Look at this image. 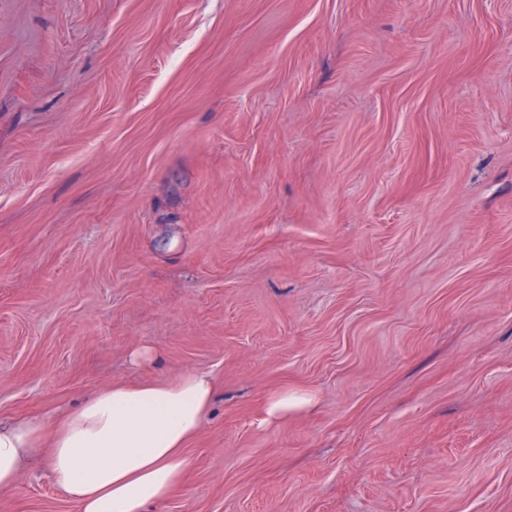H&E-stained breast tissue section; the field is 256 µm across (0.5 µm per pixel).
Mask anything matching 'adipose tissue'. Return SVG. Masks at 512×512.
I'll list each match as a JSON object with an SVG mask.
<instances>
[{"instance_id":"obj_1","label":"adipose tissue","mask_w":512,"mask_h":512,"mask_svg":"<svg viewBox=\"0 0 512 512\" xmlns=\"http://www.w3.org/2000/svg\"><path fill=\"white\" fill-rule=\"evenodd\" d=\"M216 398L212 376L95 391L53 429L38 419L0 420V491L35 459L77 512H149L188 467L187 441Z\"/></svg>"}]
</instances>
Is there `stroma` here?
I'll return each instance as SVG.
<instances>
[{
  "mask_svg": "<svg viewBox=\"0 0 512 512\" xmlns=\"http://www.w3.org/2000/svg\"><path fill=\"white\" fill-rule=\"evenodd\" d=\"M189 372L159 512H512V0H0V418Z\"/></svg>",
  "mask_w": 512,
  "mask_h": 512,
  "instance_id": "1",
  "label": "stroma"
}]
</instances>
